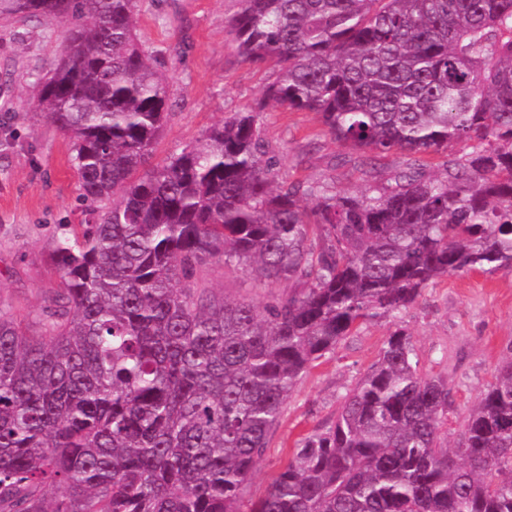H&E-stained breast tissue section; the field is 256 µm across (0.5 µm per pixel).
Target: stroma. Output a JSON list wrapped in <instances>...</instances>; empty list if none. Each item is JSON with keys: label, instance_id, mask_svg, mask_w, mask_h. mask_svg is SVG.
<instances>
[{"label": "stroma", "instance_id": "stroma-1", "mask_svg": "<svg viewBox=\"0 0 512 512\" xmlns=\"http://www.w3.org/2000/svg\"><path fill=\"white\" fill-rule=\"evenodd\" d=\"M137 5V35L168 75L171 109L150 165L198 144L224 118L260 106L264 137L280 158V179L328 182L339 190L364 187V175L347 163V149L326 135L316 113L264 103L278 73L238 55L227 28L238 0H138ZM68 37L62 22L0 18V310L32 324L59 281L50 260L53 241L89 218L71 165L70 137L32 107ZM196 282L228 299L257 303L289 289L288 283L270 286L214 262L200 267ZM397 327L411 335L421 370L447 381L448 438L457 442L466 416L512 349V273L441 279L398 321L365 323L315 362L290 395L247 497L265 492L298 440L332 424L343 396Z\"/></svg>", "mask_w": 512, "mask_h": 512}]
</instances>
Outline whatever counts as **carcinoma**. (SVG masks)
<instances>
[{
    "label": "carcinoma",
    "mask_w": 512,
    "mask_h": 512,
    "mask_svg": "<svg viewBox=\"0 0 512 512\" xmlns=\"http://www.w3.org/2000/svg\"><path fill=\"white\" fill-rule=\"evenodd\" d=\"M18 2L0 16L69 26L36 111L92 218L54 240L41 330L0 310V512H512V348L452 446L402 328L245 499L315 362L442 278L512 272V0H239L237 53L359 152L352 192L280 180L260 107L140 172L168 105L136 0ZM207 261L290 291H199Z\"/></svg>",
    "instance_id": "cac0c4a2"
}]
</instances>
